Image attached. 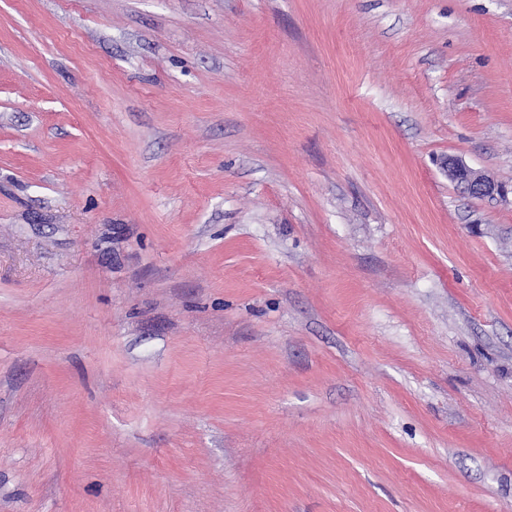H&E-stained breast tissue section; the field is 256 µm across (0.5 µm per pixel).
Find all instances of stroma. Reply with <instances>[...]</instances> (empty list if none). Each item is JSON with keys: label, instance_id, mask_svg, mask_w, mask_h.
<instances>
[{"label": "stroma", "instance_id": "1", "mask_svg": "<svg viewBox=\"0 0 512 512\" xmlns=\"http://www.w3.org/2000/svg\"><path fill=\"white\" fill-rule=\"evenodd\" d=\"M0 512H512V0H0ZM443 169L448 178L468 196L480 199L494 198L504 191L490 173L473 169L462 160L447 158L443 163Z\"/></svg>", "mask_w": 512, "mask_h": 512}]
</instances>
